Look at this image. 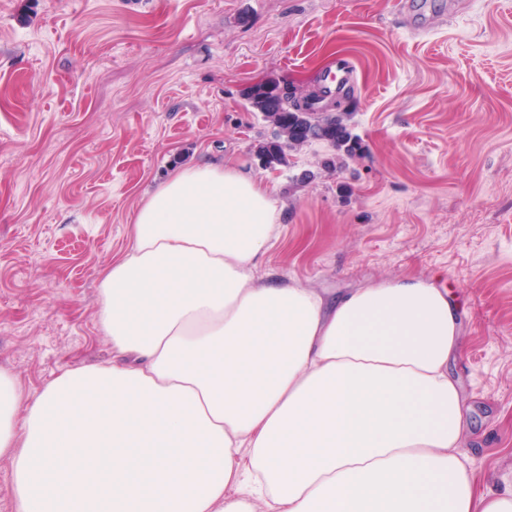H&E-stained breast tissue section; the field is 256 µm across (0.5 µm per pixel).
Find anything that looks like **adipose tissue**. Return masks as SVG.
<instances>
[{"instance_id": "adipose-tissue-1", "label": "adipose tissue", "mask_w": 512, "mask_h": 512, "mask_svg": "<svg viewBox=\"0 0 512 512\" xmlns=\"http://www.w3.org/2000/svg\"><path fill=\"white\" fill-rule=\"evenodd\" d=\"M278 221L231 161L142 199L99 283L111 362L34 396L0 368L16 512H512L462 450L447 291L260 281Z\"/></svg>"}]
</instances>
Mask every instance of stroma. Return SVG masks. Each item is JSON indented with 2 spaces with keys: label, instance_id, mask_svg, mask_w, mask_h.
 <instances>
[{
  "label": "stroma",
  "instance_id": "stroma-1",
  "mask_svg": "<svg viewBox=\"0 0 512 512\" xmlns=\"http://www.w3.org/2000/svg\"><path fill=\"white\" fill-rule=\"evenodd\" d=\"M0 0V368L40 392L112 357L98 284L143 199L231 160L280 219L258 268L338 295L434 279L459 306L463 451L512 484V0ZM364 150L262 166L245 97L314 90L337 55Z\"/></svg>",
  "mask_w": 512,
  "mask_h": 512
}]
</instances>
